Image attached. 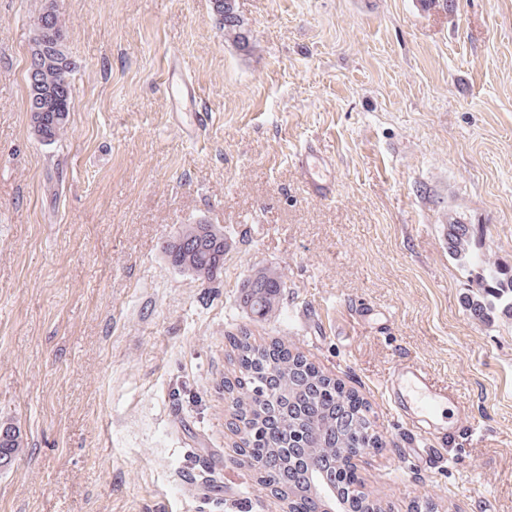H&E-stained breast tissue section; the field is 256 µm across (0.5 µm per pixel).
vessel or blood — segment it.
<instances>
[{
  "instance_id": "b4317fda",
  "label": "vessel or blood",
  "mask_w": 512,
  "mask_h": 512,
  "mask_svg": "<svg viewBox=\"0 0 512 512\" xmlns=\"http://www.w3.org/2000/svg\"><path fill=\"white\" fill-rule=\"evenodd\" d=\"M169 104L172 111L194 103L198 92L181 71L179 62H171L165 73ZM297 165L305 187L312 196L326 200L336 192L333 181L325 171L330 162L318 155L313 147H305L299 153ZM392 391L398 411L407 413L410 423L419 430L451 439L458 426L456 422H444L443 412L453 398L446 390L437 387L425 368L417 363H403L393 375Z\"/></svg>"
}]
</instances>
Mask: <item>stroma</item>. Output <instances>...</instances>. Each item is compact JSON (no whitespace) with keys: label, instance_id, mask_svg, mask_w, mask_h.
I'll use <instances>...</instances> for the list:
<instances>
[{"label":"stroma","instance_id":"1","mask_svg":"<svg viewBox=\"0 0 512 512\" xmlns=\"http://www.w3.org/2000/svg\"><path fill=\"white\" fill-rule=\"evenodd\" d=\"M56 4L73 71L67 131L30 127L34 20ZM251 50L210 0H0V512H284L244 464L224 398L229 339L294 343L372 407L355 461L385 512H512V312L475 317L449 218L512 279V0H237ZM177 56L211 121L173 114ZM332 162L311 197L294 155ZM224 231L203 284L163 253ZM288 275L255 320L241 284ZM366 304L384 325L358 322ZM452 390L441 447L389 403L400 363ZM421 448L428 460L404 457ZM215 2L212 1V11L222 25L224 39L231 40L239 46L248 47L250 44V35L249 30L245 28L242 16L238 15V17L235 18L224 19V5L221 3L216 4ZM1 431H4V435L0 436V464L4 463L3 466H7L21 448L20 432L6 424L0 425V434Z\"/></svg>","mask_w":512,"mask_h":512}]
</instances>
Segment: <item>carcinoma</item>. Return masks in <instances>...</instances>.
Wrapping results in <instances>:
<instances>
[{
    "instance_id": "carcinoma-1",
    "label": "carcinoma",
    "mask_w": 512,
    "mask_h": 512,
    "mask_svg": "<svg viewBox=\"0 0 512 512\" xmlns=\"http://www.w3.org/2000/svg\"><path fill=\"white\" fill-rule=\"evenodd\" d=\"M224 30V39L249 46V30L242 17H224V5L212 4ZM47 15L34 21V35L48 41H64L62 24L43 26ZM42 97L38 111L31 113L37 138L56 141L68 122V114L53 112L56 86L69 82L71 62L63 56L41 66ZM223 231L211 224H188L164 247L169 262L195 280L210 282L224 268V249L214 237ZM478 232L471 224L448 225L449 249L457 260L475 266L482 274L473 282L476 292L465 305L476 313L499 303L512 312V280L504 282L485 254L474 247ZM286 274L276 267L254 270L242 283L244 303L252 314L267 320L276 314ZM230 376L224 378V393L234 407L239 448L254 465L260 484L276 485L274 493L288 512H322L319 493L302 489L309 473L325 471L333 476L343 512H381L363 491L352 462L362 449L380 448L373 428L370 405L353 390L324 373L298 348L275 340L268 344L251 341L242 331L230 341ZM21 448L20 433L0 425V464L9 465Z\"/></svg>"
}]
</instances>
